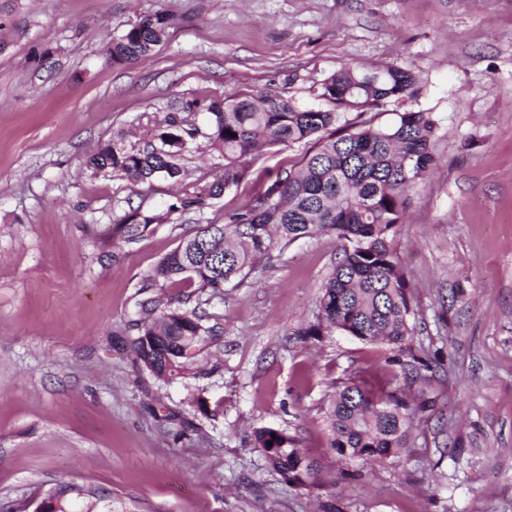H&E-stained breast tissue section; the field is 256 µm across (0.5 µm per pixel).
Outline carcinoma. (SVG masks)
<instances>
[{"label":"carcinoma","instance_id":"obj_1","mask_svg":"<svg viewBox=\"0 0 512 512\" xmlns=\"http://www.w3.org/2000/svg\"><path fill=\"white\" fill-rule=\"evenodd\" d=\"M171 28L173 20L166 14L143 16L112 40V61L135 63L150 57ZM417 93V77L409 70L345 65L317 85V106H301L262 90L209 102L195 99L183 109L207 112L208 132L185 126L180 113L170 112L155 140L130 149L114 141L86 159L95 170L133 184L158 179L177 184L187 145L202 136L221 146L224 173L197 183L192 193L176 197L164 211L135 209L112 228V234L134 243L151 225L170 223L171 214L201 212L238 188L248 176L247 156L281 145L306 146L298 164L269 178L227 222L207 224L183 239L159 260L148 281L222 294L240 287L273 247L284 250L316 233L336 236L342 257L322 286L318 325L306 335H319L323 325L366 343L384 344L399 368L385 386L376 388L354 377L336 393L330 447L352 460H384L411 447L413 417L434 406L423 390L430 364L407 347L416 312L396 234L412 194L426 185L436 166L440 126L425 110L398 112L385 125L362 119ZM352 113L354 118H346ZM140 308L147 317L131 324L136 334L122 347L160 380L166 372L184 374L203 337L214 335L213 328L204 326L196 312L165 306L152 295ZM253 447L285 481L314 485L317 464L302 453L295 437L262 427L254 432ZM74 490L51 488L43 499L56 501L55 512H64Z\"/></svg>","mask_w":512,"mask_h":512}]
</instances>
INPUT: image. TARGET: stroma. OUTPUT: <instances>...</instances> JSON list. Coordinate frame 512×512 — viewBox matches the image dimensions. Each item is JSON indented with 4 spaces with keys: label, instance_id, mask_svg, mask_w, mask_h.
<instances>
[{
    "label": "stroma",
    "instance_id": "35a3bbf8",
    "mask_svg": "<svg viewBox=\"0 0 512 512\" xmlns=\"http://www.w3.org/2000/svg\"><path fill=\"white\" fill-rule=\"evenodd\" d=\"M156 12L175 20L164 44L113 63L112 38ZM347 64L414 70L409 106L443 133L396 235L434 407L381 462L338 455L329 412L352 376L390 377V351L305 333L333 236L218 297L157 284L220 332L184 375L157 380L118 348L157 262L302 147L249 156L247 182L134 244L112 235L130 207L192 192L222 154L198 138L176 186L85 163L113 139L153 140L185 100L270 88L313 104ZM265 426L317 462L313 486L286 483L252 447ZM62 484L111 496L114 512H512V0H0V512Z\"/></svg>",
    "mask_w": 512,
    "mask_h": 512
}]
</instances>
